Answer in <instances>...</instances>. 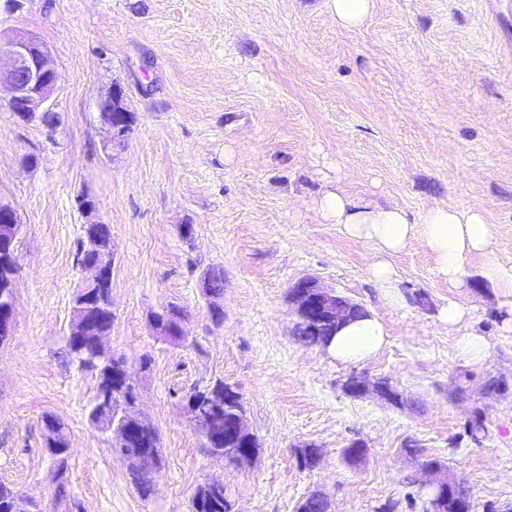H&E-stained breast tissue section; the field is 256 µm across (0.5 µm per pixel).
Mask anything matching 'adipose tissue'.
I'll return each instance as SVG.
<instances>
[{"instance_id": "adipose-tissue-1", "label": "adipose tissue", "mask_w": 512, "mask_h": 512, "mask_svg": "<svg viewBox=\"0 0 512 512\" xmlns=\"http://www.w3.org/2000/svg\"><path fill=\"white\" fill-rule=\"evenodd\" d=\"M325 222L338 225L349 238L372 244L368 260L370 279L391 304L404 298L389 258L411 241H419L435 261V275L452 287H461L469 276L466 259L483 256L481 274L501 295L512 297V264L499 260L492 249L493 228L477 208L461 209L436 204L410 221L405 211L361 203L336 190H326L315 202ZM386 329L372 315H364L342 327L327 347L343 363H358L373 357L384 345Z\"/></svg>"}]
</instances>
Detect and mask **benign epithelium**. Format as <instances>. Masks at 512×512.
<instances>
[{
  "instance_id": "obj_1",
  "label": "benign epithelium",
  "mask_w": 512,
  "mask_h": 512,
  "mask_svg": "<svg viewBox=\"0 0 512 512\" xmlns=\"http://www.w3.org/2000/svg\"><path fill=\"white\" fill-rule=\"evenodd\" d=\"M10 58L7 70H0V89L8 92V106L22 119H29L39 112L49 111V101L60 79L56 62L47 46L34 37L15 34L0 44V54ZM128 113L130 109L124 94L113 91L100 110V124L107 133L106 142L120 144L127 137V122L117 117V113ZM88 249L81 248L80 268L83 275L82 287L89 288L97 284L105 271L97 263L86 259ZM289 300L300 323H316L323 327L325 338L320 348L327 349L326 337L336 334L346 322L355 318L354 304L336 295L313 278H302L294 283L289 291ZM185 316L180 310L166 320H154L155 328L161 336L180 337L184 335ZM185 409L203 440L209 441L214 435L213 424L199 421L200 404L197 400L184 402ZM131 468L139 475L149 476L153 466L159 463V452L138 454L129 459ZM424 472L430 476L422 488L433 493L430 512H442L440 504L453 479L441 466H426Z\"/></svg>"
}]
</instances>
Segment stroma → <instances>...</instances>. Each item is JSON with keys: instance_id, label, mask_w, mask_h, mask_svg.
<instances>
[{"instance_id": "obj_1", "label": "stroma", "mask_w": 512, "mask_h": 512, "mask_svg": "<svg viewBox=\"0 0 512 512\" xmlns=\"http://www.w3.org/2000/svg\"><path fill=\"white\" fill-rule=\"evenodd\" d=\"M14 31L42 41L60 72L54 125L0 101V200L22 224L0 344V483L27 512H189L212 480L233 512H295L312 492L332 512H422L407 505L423 478L412 442L463 481L472 512H512V299L483 280L481 255L452 288L413 241L390 258L404 296L391 305L369 278V246L314 207L330 188L413 221L435 203L477 207L512 263V0H375L355 29L325 0H22L0 10V32ZM117 86L135 123L110 150L98 112ZM89 222L112 232L106 346L160 435L145 498L91 423L96 379L68 349ZM213 269L217 320L198 288ZM305 277L384 324L372 358L341 363L296 340L288 295ZM451 299L465 317L448 328L438 313ZM172 305L186 314L182 344L152 324ZM465 334L484 338V360L460 352ZM356 373L388 381L399 402L348 394ZM219 379L242 397L254 463L210 455L185 411L186 390ZM49 417L69 441L62 468L45 448ZM308 443L321 458L303 468Z\"/></svg>"}]
</instances>
